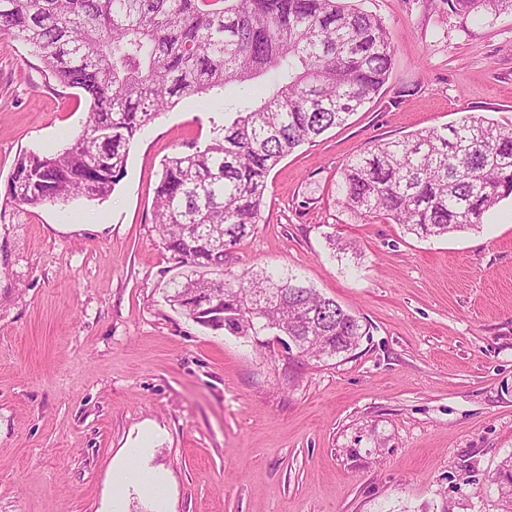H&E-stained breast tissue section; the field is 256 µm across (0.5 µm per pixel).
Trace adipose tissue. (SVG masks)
<instances>
[{
	"instance_id": "ef3b65f1",
	"label": "adipose tissue",
	"mask_w": 512,
	"mask_h": 512,
	"mask_svg": "<svg viewBox=\"0 0 512 512\" xmlns=\"http://www.w3.org/2000/svg\"><path fill=\"white\" fill-rule=\"evenodd\" d=\"M154 429L140 432L137 439L128 446L112 469V476L135 487L140 494L153 500L158 507H165L168 488L160 477L147 468L142 460L146 448L156 439Z\"/></svg>"
}]
</instances>
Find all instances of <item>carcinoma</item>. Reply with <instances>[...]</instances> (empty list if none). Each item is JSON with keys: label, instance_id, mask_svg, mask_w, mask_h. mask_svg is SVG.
I'll list each match as a JSON object with an SVG mask.
<instances>
[{"label": "carcinoma", "instance_id": "cac0c4a2", "mask_svg": "<svg viewBox=\"0 0 512 512\" xmlns=\"http://www.w3.org/2000/svg\"><path fill=\"white\" fill-rule=\"evenodd\" d=\"M457 12H512V0H451ZM32 48L90 112L61 152L22 156L5 201L32 208L103 199L123 178L129 145L185 96L233 85L255 91L224 117L223 135L164 159L154 223L171 259L170 306L232 336H290L321 362L353 350L358 318L276 269L224 271L259 223L270 172L296 148L373 101L394 47L383 21L344 0H0V36ZM342 205L421 237L483 223L512 198V124L464 115L378 140L344 166Z\"/></svg>", "mask_w": 512, "mask_h": 512}]
</instances>
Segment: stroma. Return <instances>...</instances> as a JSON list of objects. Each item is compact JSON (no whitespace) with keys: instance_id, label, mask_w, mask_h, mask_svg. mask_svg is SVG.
Returning <instances> with one entry per match:
<instances>
[{"instance_id":"35a3bbf8","label":"stroma","mask_w":512,"mask_h":512,"mask_svg":"<svg viewBox=\"0 0 512 512\" xmlns=\"http://www.w3.org/2000/svg\"><path fill=\"white\" fill-rule=\"evenodd\" d=\"M395 55L378 97L271 171L261 220L226 267L289 271L366 324L352 352L287 358L172 309L153 222L162 161L248 105L182 98L136 136L104 200L4 204L24 153L52 154L90 101L0 38V512H155L112 467L140 430L167 512H512V201L478 227L418 237L338 201L379 139L467 113L512 121V13L448 0H348ZM354 244L334 255L329 242Z\"/></svg>"}]
</instances>
